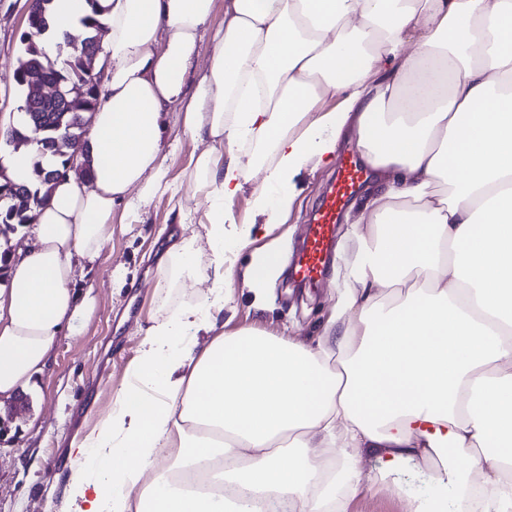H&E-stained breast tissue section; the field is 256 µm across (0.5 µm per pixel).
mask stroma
<instances>
[{
	"label": "stroma",
	"mask_w": 512,
	"mask_h": 512,
	"mask_svg": "<svg viewBox=\"0 0 512 512\" xmlns=\"http://www.w3.org/2000/svg\"><path fill=\"white\" fill-rule=\"evenodd\" d=\"M27 11L28 0H0V114L6 116L20 110L22 96L7 75L20 52ZM356 153L348 140L334 159L304 167L288 218L273 232L265 231L263 217L252 209L251 195L261 185L257 177L227 204L228 222L239 228L253 224V247L270 245L292 258L340 159ZM193 205L184 197L154 199L131 223L114 224L99 258L78 271L74 286L92 291V316L59 340L50 369L34 387L0 402V512H77L80 462L71 443L97 434L115 408L147 330L207 292V253L198 254L193 271L182 273L172 251L181 241L206 238V225L182 221L183 210ZM252 249L231 254L235 284L219 324L228 332L250 326L316 344L335 309L344 265L332 259L322 283L313 287L298 288L286 274L276 275L258 294L245 276ZM358 466L362 488L347 512H410L416 500L431 499L436 490L431 471L413 461L388 478L376 455L362 454Z\"/></svg>",
	"instance_id": "stroma-1"
}]
</instances>
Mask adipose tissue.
Wrapping results in <instances>:
<instances>
[{"instance_id":"ef3b65f1","label":"adipose tissue","mask_w":512,"mask_h":512,"mask_svg":"<svg viewBox=\"0 0 512 512\" xmlns=\"http://www.w3.org/2000/svg\"><path fill=\"white\" fill-rule=\"evenodd\" d=\"M86 177H62L0 286V399L31 386L93 309L74 266L95 261L115 211L189 189L208 226L211 289L152 326L118 408L78 443L82 512H327L356 493L358 451L385 473L444 460L512 507V0H100ZM209 66L195 83L198 40ZM204 146L169 175V117ZM376 173L348 228L359 243L316 345L217 332L234 282L225 202L262 175L253 210L281 223L295 175L348 132ZM244 142L270 145L269 167ZM204 330L206 344L194 340ZM333 449L332 468L319 451ZM170 465L151 467L159 452ZM206 471L210 491L179 482Z\"/></svg>"}]
</instances>
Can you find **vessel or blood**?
Here are the masks:
<instances>
[{
  "label": "vessel or blood",
  "mask_w": 512,
  "mask_h": 512,
  "mask_svg": "<svg viewBox=\"0 0 512 512\" xmlns=\"http://www.w3.org/2000/svg\"><path fill=\"white\" fill-rule=\"evenodd\" d=\"M367 178V170L356 160L341 161L329 193L321 198L308 223L309 233L304 246L291 264L290 275L296 283L314 285L324 277L331 258L335 226Z\"/></svg>",
  "instance_id": "obj_1"
}]
</instances>
